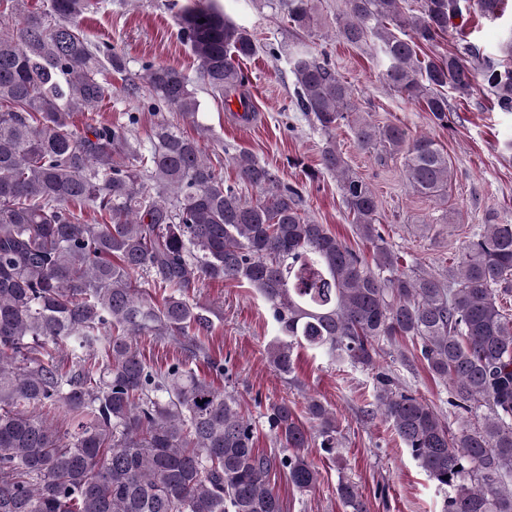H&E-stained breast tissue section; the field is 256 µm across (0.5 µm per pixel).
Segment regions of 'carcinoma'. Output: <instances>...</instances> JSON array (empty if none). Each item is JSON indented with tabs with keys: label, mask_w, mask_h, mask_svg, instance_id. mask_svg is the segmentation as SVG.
<instances>
[{
	"label": "carcinoma",
	"mask_w": 512,
	"mask_h": 512,
	"mask_svg": "<svg viewBox=\"0 0 512 512\" xmlns=\"http://www.w3.org/2000/svg\"><path fill=\"white\" fill-rule=\"evenodd\" d=\"M17 28L0 32V512H283L269 483L276 469L301 492L318 471L304 449L314 440L287 402L265 417L278 450L256 445L257 426L235 395L192 367L189 356L151 365L137 337L200 346L212 322L193 302L200 279L245 281L273 310L283 339L273 366L295 370L308 347L372 368L382 343L408 337L432 376L449 385V405L466 424L453 433L438 412L395 378L379 376L378 408L419 461L446 487L443 512H512V314L499 303L512 288V224H487L465 245L452 278L407 269L379 232L372 186L333 141L349 127L358 145L403 158L413 192L442 199L448 154L426 135L360 115L351 85L299 43L289 54L296 107L326 136L322 170L336 175L374 264L325 224L305 216L301 195L248 154L233 158L227 184L198 140L161 120L146 139L129 123L76 113L112 99L123 55L92 42L78 19L94 0H0ZM503 0H345L337 37L372 47L380 78L447 118L450 88L470 94L477 79L512 112V29L498 57L470 43L419 58L458 29L464 12L497 19ZM295 30L311 36L315 0H275ZM205 22H200V19ZM197 61V80L238 97L248 75L236 60L260 49L252 35L209 6L177 17ZM155 104L193 122L192 80L164 65L144 67ZM261 190L247 198L238 186ZM101 221L86 224L82 211ZM320 447H336L334 418L317 400ZM58 419L73 427L61 432ZM476 423H471V420ZM347 512H368L358 487L342 481Z\"/></svg>",
	"instance_id": "cac0c4a2"
}]
</instances>
